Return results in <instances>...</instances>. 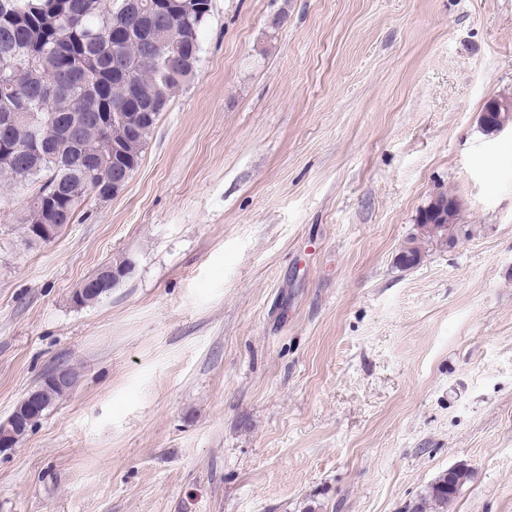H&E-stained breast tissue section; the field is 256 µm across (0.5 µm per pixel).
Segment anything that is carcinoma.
<instances>
[{
    "instance_id": "1",
    "label": "carcinoma",
    "mask_w": 512,
    "mask_h": 512,
    "mask_svg": "<svg viewBox=\"0 0 512 512\" xmlns=\"http://www.w3.org/2000/svg\"><path fill=\"white\" fill-rule=\"evenodd\" d=\"M55 21L45 0H0V119L14 112L13 144L33 141L40 153L0 162V183L30 189L15 217L34 242L40 208L62 212L73 223L87 199H100L112 182V151L133 138L144 152L159 115L194 77L199 62L198 16L192 0H168L150 17L123 9L126 0H67ZM127 73L112 77V57ZM94 112H122L128 122L101 127ZM71 138L57 135L62 121ZM469 474L456 467L437 476L410 512H448Z\"/></svg>"
}]
</instances>
